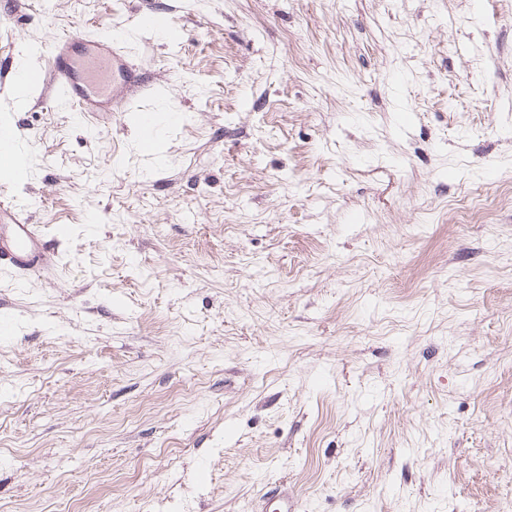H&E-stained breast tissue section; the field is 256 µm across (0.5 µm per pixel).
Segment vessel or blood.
Listing matches in <instances>:
<instances>
[{
	"label": "vessel or blood",
	"instance_id": "obj_1",
	"mask_svg": "<svg viewBox=\"0 0 512 512\" xmlns=\"http://www.w3.org/2000/svg\"><path fill=\"white\" fill-rule=\"evenodd\" d=\"M122 26L108 27L93 36L80 33L53 37L39 47V58L26 67L4 66L9 87L47 91L53 102L67 103L86 124L96 123L113 109L129 111L139 98L158 85L154 73L134 63L125 47ZM20 140L16 126L0 125V162L15 157ZM0 268L23 276L53 264L57 248L31 224L26 213L0 199Z\"/></svg>",
	"mask_w": 512,
	"mask_h": 512
}]
</instances>
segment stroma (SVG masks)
Returning a JSON list of instances; mask_svg holds the SVG:
<instances>
[{
    "label": "stroma",
    "mask_w": 512,
    "mask_h": 512,
    "mask_svg": "<svg viewBox=\"0 0 512 512\" xmlns=\"http://www.w3.org/2000/svg\"><path fill=\"white\" fill-rule=\"evenodd\" d=\"M172 17L173 36L136 26ZM163 84L15 102L0 512H512V0H20ZM1 219L9 224L8 231L0 229L1 269L23 276L53 264L56 246L41 234L36 224H30L26 213L4 197L0 199V222Z\"/></svg>",
    "instance_id": "35a3bbf8"
}]
</instances>
